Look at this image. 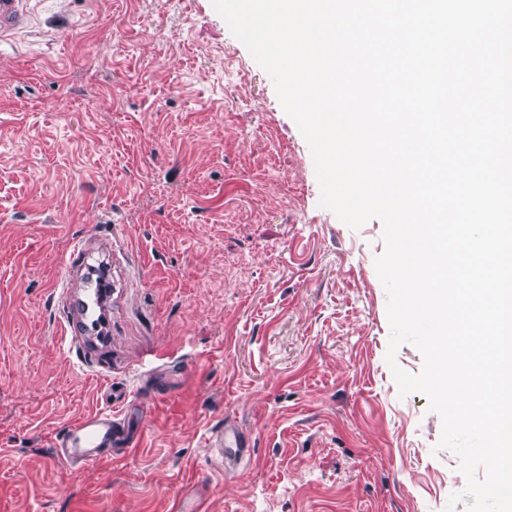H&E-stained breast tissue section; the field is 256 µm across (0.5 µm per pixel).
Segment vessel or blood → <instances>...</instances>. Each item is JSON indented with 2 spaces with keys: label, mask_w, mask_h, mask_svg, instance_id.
I'll use <instances>...</instances> for the list:
<instances>
[{
  "label": "vessel or blood",
  "mask_w": 512,
  "mask_h": 512,
  "mask_svg": "<svg viewBox=\"0 0 512 512\" xmlns=\"http://www.w3.org/2000/svg\"><path fill=\"white\" fill-rule=\"evenodd\" d=\"M29 19L28 0H0V39L25 28ZM122 433L120 419L105 409L75 421L55 445L63 459L89 465L100 461L102 448L120 440Z\"/></svg>",
  "instance_id": "obj_1"
}]
</instances>
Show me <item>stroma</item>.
Segmentation results:
<instances>
[{
  "label": "stroma",
  "mask_w": 512,
  "mask_h": 512,
  "mask_svg": "<svg viewBox=\"0 0 512 512\" xmlns=\"http://www.w3.org/2000/svg\"><path fill=\"white\" fill-rule=\"evenodd\" d=\"M319 198L212 0H32L0 43V512H468L441 417L386 360L383 224ZM78 243L112 260L103 343L67 333ZM109 402L133 445L59 461ZM222 444L225 446L224 451L225 460L227 462L235 461V456L244 452L243 448H248L247 435L236 428L224 427V437L221 439Z\"/></svg>",
  "instance_id": "1"
}]
</instances>
